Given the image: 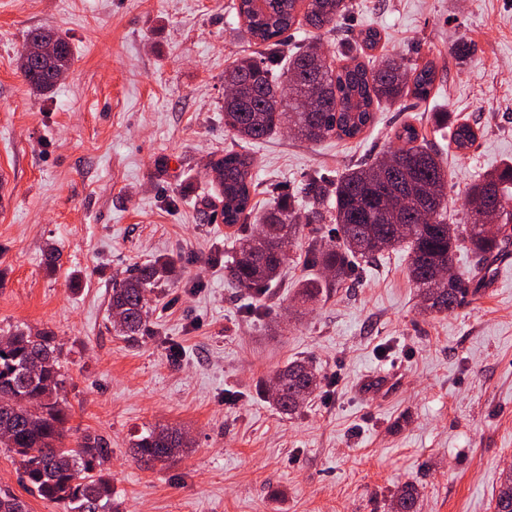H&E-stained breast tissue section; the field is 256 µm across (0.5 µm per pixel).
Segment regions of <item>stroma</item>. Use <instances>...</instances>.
<instances>
[{
  "mask_svg": "<svg viewBox=\"0 0 512 512\" xmlns=\"http://www.w3.org/2000/svg\"><path fill=\"white\" fill-rule=\"evenodd\" d=\"M233 2L0 0V336L52 332L69 369L65 442L105 443L122 512H391L409 479L420 512H494L512 466V246L482 269L458 252L457 273L483 282L439 314L424 312L401 249L301 303L300 280L321 274L308 228L277 283L234 287L236 230L209 168L233 145L224 71L248 50ZM353 5L342 30L374 27L378 53L435 60L436 93L381 105L353 139L247 144L258 208L277 193L306 205L310 174L388 151L409 122L444 150L448 218L465 224L470 186L512 160V0ZM42 26L67 38L72 65L36 96L18 55ZM437 112L478 127L476 143L449 149ZM159 258L176 270L150 291L145 326L121 336L112 284ZM294 360L321 390L287 416L262 386ZM155 424L184 429L191 451L136 462L131 438Z\"/></svg>",
  "mask_w": 512,
  "mask_h": 512,
  "instance_id": "obj_1",
  "label": "stroma"
}]
</instances>
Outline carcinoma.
<instances>
[{
  "label": "carcinoma",
  "instance_id": "1",
  "mask_svg": "<svg viewBox=\"0 0 512 512\" xmlns=\"http://www.w3.org/2000/svg\"><path fill=\"white\" fill-rule=\"evenodd\" d=\"M237 16L244 31L261 48L260 58L235 59L224 72V129L241 141L261 140L275 131L291 130L308 142L327 138H356L373 122L382 103L391 105L410 97L425 102L436 88L439 70L434 62L408 65L383 55L366 58L381 42L378 30L367 28L356 39L338 43L343 63L332 65L317 42L298 46L286 33L300 22L317 32L336 30L348 11V0H238ZM55 37L64 56L59 66L70 68L72 53L65 37L51 28L31 30L25 45ZM288 51V67L274 63ZM18 69L32 94L52 92L56 80L47 61L21 51ZM478 128L468 122L450 127L448 145L470 148ZM397 146L370 163L354 165L332 179L316 172L307 182L309 207L301 214L285 197L247 229L255 190L253 159L233 150L211 162L220 175L224 195V223L243 227L235 239L229 273L234 284L262 291L274 282L285 263L282 243L299 237L303 222L336 224L337 240L314 246L308 261L344 282L352 260H370L402 245L410 253L408 275L423 298L426 311L442 313L458 306L467 294L453 270L455 252L469 245L485 263L501 253L508 238L484 225L496 220L512 224V163L481 178L468 192V219L464 228L448 223V170L437 149L412 123L395 130ZM173 260L156 261L136 269L112 284L113 324L132 337L148 316L146 293L168 276ZM67 377L55 336L31 335L17 329L0 346V448L10 453L26 477L31 494L62 506L63 512H119L112 483L101 466L110 449L100 439L84 436L76 446L64 445L67 413L60 401ZM278 387L268 396L284 415H293L320 386L317 374L304 362L293 361L279 370ZM173 426H148L132 443L137 461L167 465L191 447ZM495 512H512V469L503 471L494 497ZM394 512H419V492L406 481L398 490ZM0 512H28L25 501L0 489Z\"/></svg>",
  "mask_w": 512,
  "mask_h": 512
}]
</instances>
